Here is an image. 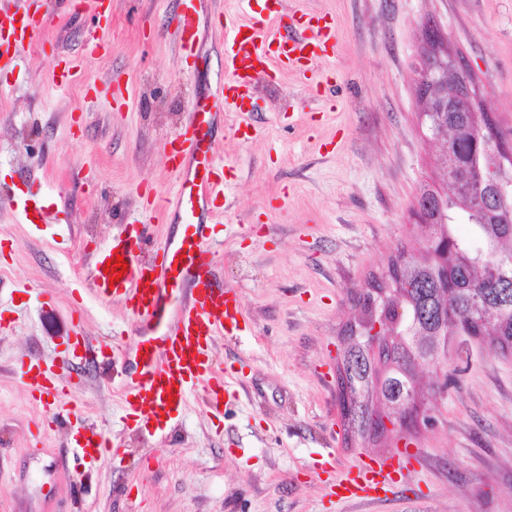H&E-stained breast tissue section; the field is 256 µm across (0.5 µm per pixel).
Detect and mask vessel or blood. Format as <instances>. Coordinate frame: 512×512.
Instances as JSON below:
<instances>
[{
  "label": "vessel or blood",
  "mask_w": 512,
  "mask_h": 512,
  "mask_svg": "<svg viewBox=\"0 0 512 512\" xmlns=\"http://www.w3.org/2000/svg\"><path fill=\"white\" fill-rule=\"evenodd\" d=\"M246 19L224 27L223 100L225 114L237 115L236 137L249 138L246 119L256 84L264 78L291 70L309 74L312 84L323 86L330 78L312 69V62L336 47V28L330 20L304 13L283 14L281 0H238ZM48 0L38 8L17 15L0 9V57L15 56L46 18ZM174 29L185 56H193L199 20L192 4L173 16ZM294 34L282 35L283 25ZM214 114L207 102H196L184 128L164 144L169 169L177 180L176 192L167 202L178 226L176 237L150 246L137 225L125 227L124 235L96 249L94 265L86 279L102 301L120 302L132 315L140 336L137 368L122 386L128 416L149 415L158 430L179 420L180 411L192 390L203 393V403L213 414L224 412V371L212 355L216 337L234 336L246 322L245 307L237 292L224 288L215 275L216 253L209 244L208 224L203 212L215 211L224 191L222 171L215 162L209 140ZM122 256L128 265L119 282H111L105 265ZM101 352L83 346L52 361L31 356L20 365L21 379L39 401L46 417L42 428L69 419L73 410L62 396L73 382V359L95 361ZM77 456L97 462L103 455L118 453L120 446L97 429L77 430ZM408 458L394 453L371 459L339 474L331 493L347 501L380 498L388 492L396 473L407 469Z\"/></svg>",
  "instance_id": "1"
}]
</instances>
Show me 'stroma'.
<instances>
[{"mask_svg": "<svg viewBox=\"0 0 512 512\" xmlns=\"http://www.w3.org/2000/svg\"><path fill=\"white\" fill-rule=\"evenodd\" d=\"M202 58L190 66L170 23L175 0H112L101 27L81 0H57L17 58H0V512H512V356L452 339L462 367L446 396L425 370L436 423L409 438L415 471L384 501L330 494L336 473L389 448L344 441L336 363L350 298L384 271L397 246L421 245L413 216L422 188L443 189L436 149L420 124L416 65L424 25L469 64L501 131L512 133V0H283L284 11L334 20L337 44L320 67L336 94L299 73L259 82L257 135L237 140L213 124L224 165L214 235L216 276L242 297L248 325L217 339L234 382L224 414L192 392L179 421L156 433L127 421L119 373L139 337L122 304L73 281L96 245L137 218L145 189H176L163 144L197 98L224 83V22L236 0H194ZM108 44L91 54L94 42ZM76 60L67 86L53 59ZM129 84L116 106L114 77ZM39 186L58 230L30 224L20 206ZM125 336L123 365L77 366L76 414L41 439L43 410L18 373L21 358H54L75 333ZM83 424L124 446L82 471L70 441Z\"/></svg>", "mask_w": 512, "mask_h": 512, "instance_id": "35a3bbf8", "label": "stroma"}]
</instances>
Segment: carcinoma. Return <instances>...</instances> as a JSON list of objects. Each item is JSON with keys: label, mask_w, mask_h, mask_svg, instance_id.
<instances>
[{"label": "carcinoma", "mask_w": 512, "mask_h": 512, "mask_svg": "<svg viewBox=\"0 0 512 512\" xmlns=\"http://www.w3.org/2000/svg\"><path fill=\"white\" fill-rule=\"evenodd\" d=\"M487 116L486 112L436 113L437 127L451 132V143L467 156L473 172L485 169L484 150L473 151L470 141ZM439 162L448 189L444 209L448 223L430 228L434 234L445 231L448 256L435 259L428 239L416 249L402 244L386 270L368 279L389 292L373 296L368 291L353 297L357 314L343 330L342 364L336 370L337 385L350 404L343 416L349 438L386 437L372 430V421H396L391 403L406 384L419 381L435 339L456 335V325L466 327L472 336L486 337L493 351L512 355V318L496 314L498 305L507 301L512 306V291L500 287L504 277L512 278V211L501 209L496 191L482 187L470 196L462 193L455 167L442 158ZM461 221L470 224V236L455 232ZM480 251L493 252L495 259H477ZM376 322L384 333L377 357L353 339L355 331H368Z\"/></svg>", "instance_id": "cac0c4a2"}]
</instances>
